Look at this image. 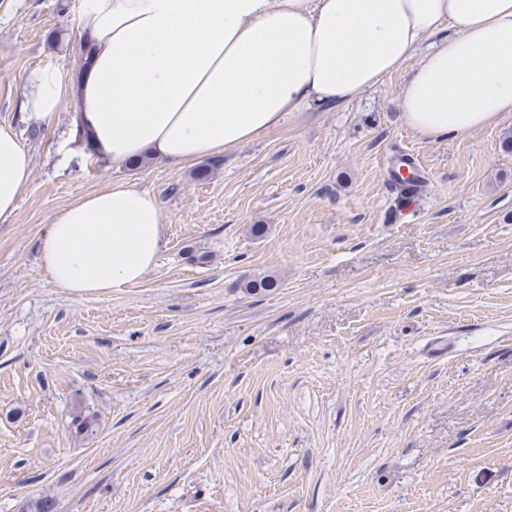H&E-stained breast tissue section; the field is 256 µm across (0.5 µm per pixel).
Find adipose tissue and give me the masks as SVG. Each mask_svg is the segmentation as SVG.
I'll use <instances>...</instances> for the list:
<instances>
[{
	"instance_id": "adipose-tissue-1",
	"label": "adipose tissue",
	"mask_w": 512,
	"mask_h": 512,
	"mask_svg": "<svg viewBox=\"0 0 512 512\" xmlns=\"http://www.w3.org/2000/svg\"><path fill=\"white\" fill-rule=\"evenodd\" d=\"M76 24L88 62L32 70L20 108L51 126L70 99L75 136L116 169L222 155L298 113L351 101L417 52L398 107L422 138L512 114V0H78ZM446 26L452 36L433 43ZM32 167L0 124V222ZM165 244L159 198L117 183L61 209L39 255L57 287L106 294L140 282Z\"/></svg>"
}]
</instances>
